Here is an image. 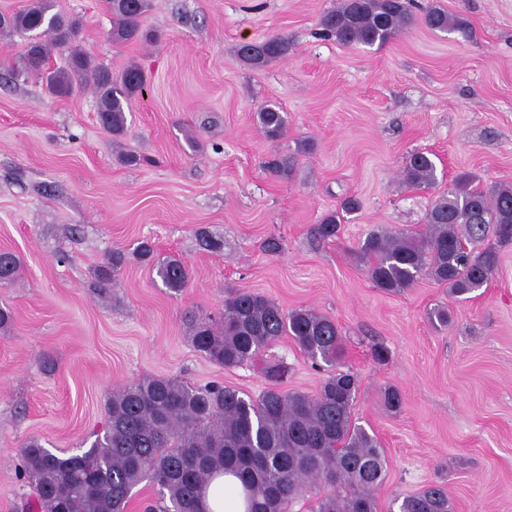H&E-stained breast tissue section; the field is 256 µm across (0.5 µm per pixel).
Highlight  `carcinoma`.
<instances>
[{
	"instance_id": "carcinoma-1",
	"label": "carcinoma",
	"mask_w": 512,
	"mask_h": 512,
	"mask_svg": "<svg viewBox=\"0 0 512 512\" xmlns=\"http://www.w3.org/2000/svg\"><path fill=\"white\" fill-rule=\"evenodd\" d=\"M112 12L115 44L153 42L157 34L141 27L151 0H106ZM413 0H339L319 21L320 35L346 46L379 48L404 34L414 16ZM55 0L0 13V33L26 40L14 75L39 76L50 94L64 97L89 86L99 101L98 121L114 138L126 134L125 108L143 92L144 72L130 66L120 74L95 62L78 41L80 22L54 11ZM425 24L439 31L466 32L465 22L430 6ZM65 48V65L47 67ZM288 37L273 35L245 42L240 60L261 68L288 55ZM264 136L277 141L288 131V116L276 105L257 112ZM303 143L295 154L276 155L270 173L291 179ZM403 180L414 187L436 184V164L427 152L409 154ZM471 174L457 176L453 189L436 198L419 232L380 229L359 246L374 287L400 293L422 276L461 296L486 284L499 266L488 241L512 242V184L485 189ZM340 229L329 214L314 228L329 239ZM134 253L154 260L156 275L172 291L185 287L189 270L178 258L154 256L150 243ZM124 250L105 255L93 271L94 287L105 296L126 262ZM21 270L13 252H0V283L15 281ZM193 347L211 362L230 369L259 365L269 385L256 397L238 389L197 386L176 377L146 376L112 389L105 410L107 427L90 447L61 457L33 439L21 453L20 477L35 492L27 512H125L132 491L147 482L159 491L144 512H208L204 490L218 474L241 483L245 512H295L312 499L311 512H378L376 491L386 476L384 448L375 435L356 424L352 407L359 391L357 375L343 369L344 337L336 321L311 309L284 311L268 297L225 290L218 313H189ZM287 336L308 358L334 367L314 395L282 387L287 367L266 359ZM400 512H452L447 490L438 484L407 496Z\"/></svg>"
}]
</instances>
